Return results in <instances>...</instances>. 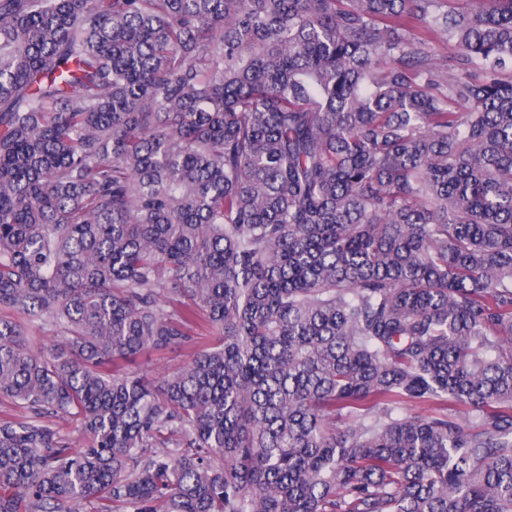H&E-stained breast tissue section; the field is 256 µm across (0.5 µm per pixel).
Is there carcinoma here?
Instances as JSON below:
<instances>
[{
  "mask_svg": "<svg viewBox=\"0 0 512 512\" xmlns=\"http://www.w3.org/2000/svg\"><path fill=\"white\" fill-rule=\"evenodd\" d=\"M466 2L0 0V310L66 334L0 318V512H512V0ZM0 316H5L28 324V334L29 336H33L35 347H42L46 349L61 340V329L51 323L41 324L39 322L30 325L22 315L13 311H0ZM193 352L191 347L168 350L165 352H146L130 365L132 369L151 376L172 373L179 369ZM44 421L54 430L59 431L60 435L67 439L72 448H82L88 442V437L83 433L79 422L75 418L52 417L46 418Z\"/></svg>",
  "mask_w": 512,
  "mask_h": 512,
  "instance_id": "carcinoma-1",
  "label": "carcinoma"
}]
</instances>
